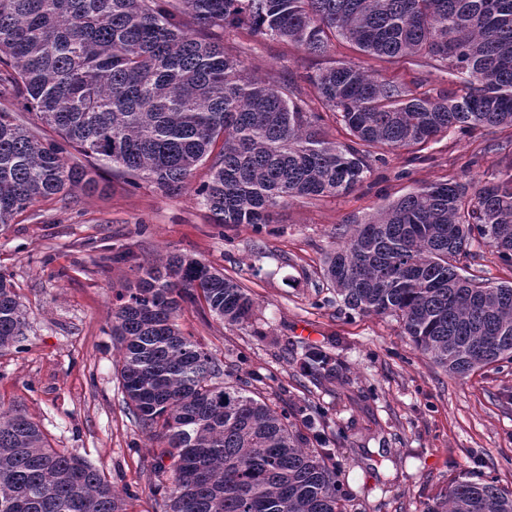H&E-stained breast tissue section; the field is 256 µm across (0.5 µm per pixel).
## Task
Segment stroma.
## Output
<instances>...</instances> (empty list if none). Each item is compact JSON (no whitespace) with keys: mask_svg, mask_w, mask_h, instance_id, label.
I'll list each match as a JSON object with an SVG mask.
<instances>
[{"mask_svg":"<svg viewBox=\"0 0 512 512\" xmlns=\"http://www.w3.org/2000/svg\"><path fill=\"white\" fill-rule=\"evenodd\" d=\"M224 46L261 77L348 60L393 81L449 87L445 72L407 57L381 63L342 40L322 57L235 32ZM511 160L512 130L455 131L417 152L384 151L352 192L295 200L260 228L213 223L195 194L207 167L173 195L147 182L132 187L101 167L94 189L43 200L0 231V273L12 279L26 314L20 342L0 350V407L26 415L53 447L83 457L115 489L130 488L125 512H163L158 487L167 475L156 464V442L123 402L119 355L106 330L115 293L136 280L139 265L179 252L224 272L254 300L251 320L238 325L206 306H185L182 332L214 356L225 382L259 376L269 402L326 410L324 433L356 512H422L477 458L483 475L512 489V365L449 376L414 348L396 318L335 303L323 272L354 225L389 202L451 177L485 180ZM309 345L341 358L342 379L318 388L302 376L297 358Z\"/></svg>","mask_w":512,"mask_h":512,"instance_id":"35a3bbf8","label":"stroma"}]
</instances>
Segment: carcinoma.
Instances as JSON below:
<instances>
[{
  "label": "carcinoma",
  "instance_id": "1",
  "mask_svg": "<svg viewBox=\"0 0 512 512\" xmlns=\"http://www.w3.org/2000/svg\"><path fill=\"white\" fill-rule=\"evenodd\" d=\"M323 56L342 39L378 61L416 57L463 89L420 91L352 61L298 78L249 74L224 32ZM23 100L60 141L17 122ZM350 142L328 139L323 113ZM512 127V0H0V228L52 196L92 188L99 167L162 193L210 162L196 195L215 224H269L299 198L346 194L381 149L417 150L454 129ZM87 164H70L67 148ZM512 267V164L483 184L449 179L385 206L325 260L336 300L392 316L451 376L512 363V282L470 273L480 248ZM115 295L110 336L129 410L163 444L166 512H352L334 449L296 426L323 427L310 405L281 409L221 380L220 365L177 323L203 300L223 322L247 321L245 288L202 260L170 254L138 267ZM25 314L0 275V349ZM341 364L307 347L300 371L331 383ZM0 512H124L123 498L40 426L0 409ZM424 512H512V490L459 474Z\"/></svg>",
  "mask_w": 512,
  "mask_h": 512
}]
</instances>
